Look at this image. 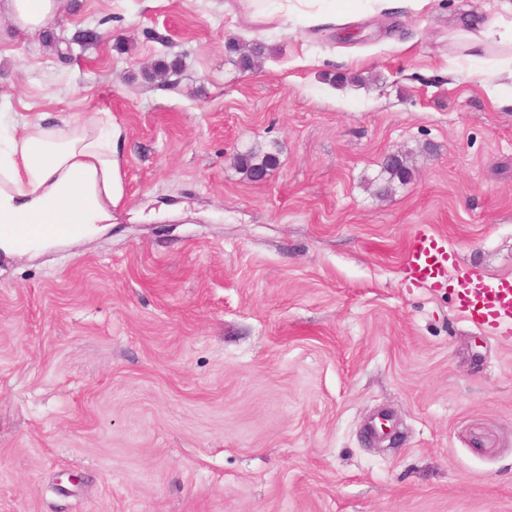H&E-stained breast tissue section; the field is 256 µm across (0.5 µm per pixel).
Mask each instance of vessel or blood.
<instances>
[{
    "label": "vessel or blood",
    "instance_id": "obj_1",
    "mask_svg": "<svg viewBox=\"0 0 512 512\" xmlns=\"http://www.w3.org/2000/svg\"><path fill=\"white\" fill-rule=\"evenodd\" d=\"M404 270L411 282L451 288L459 310L478 328L504 339L512 337V278L489 281L459 272L455 254L442 238L421 231L410 238Z\"/></svg>",
    "mask_w": 512,
    "mask_h": 512
}]
</instances>
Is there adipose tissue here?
Segmentation results:
<instances>
[{"instance_id": "ef3b65f1", "label": "adipose tissue", "mask_w": 512, "mask_h": 512, "mask_svg": "<svg viewBox=\"0 0 512 512\" xmlns=\"http://www.w3.org/2000/svg\"><path fill=\"white\" fill-rule=\"evenodd\" d=\"M61 0H0L14 35L42 34ZM122 132L100 112L56 123L46 118L15 128L0 150V248L38 244L37 227L76 237L112 221L122 200Z\"/></svg>"}]
</instances>
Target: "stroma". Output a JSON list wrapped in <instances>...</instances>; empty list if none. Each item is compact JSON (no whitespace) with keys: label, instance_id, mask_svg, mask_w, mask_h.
Wrapping results in <instances>:
<instances>
[{"label":"stroma","instance_id":"stroma-1","mask_svg":"<svg viewBox=\"0 0 512 512\" xmlns=\"http://www.w3.org/2000/svg\"><path fill=\"white\" fill-rule=\"evenodd\" d=\"M499 10L65 0L52 43L0 42V110L125 136L111 223L0 249V512H512V341L403 266L429 227L512 277V44L472 49ZM349 1L356 0H336V2L335 0H284L286 4H280V9L286 16L296 14L309 22H314L322 18H333L336 14H343ZM238 167L247 175L251 180H256L260 175H266L271 167L272 158L269 156H260L256 152H248L241 154L236 159ZM265 178L261 177L256 182H261Z\"/></svg>","mask_w":512,"mask_h":512}]
</instances>
